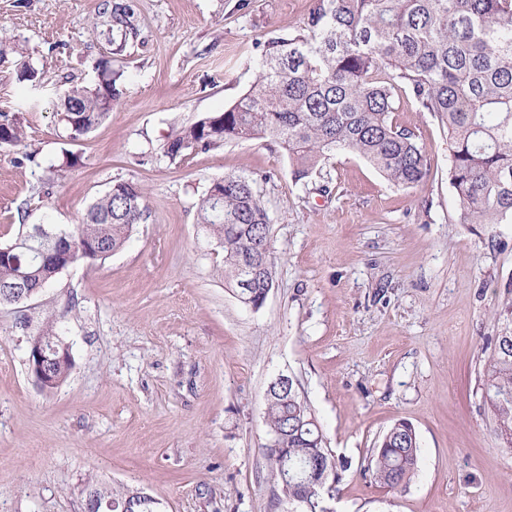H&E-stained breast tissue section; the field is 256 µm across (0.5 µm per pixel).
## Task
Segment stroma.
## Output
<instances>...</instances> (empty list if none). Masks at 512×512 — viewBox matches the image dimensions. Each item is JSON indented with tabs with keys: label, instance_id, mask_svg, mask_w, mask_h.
<instances>
[{
	"label": "stroma",
	"instance_id": "1",
	"mask_svg": "<svg viewBox=\"0 0 512 512\" xmlns=\"http://www.w3.org/2000/svg\"><path fill=\"white\" fill-rule=\"evenodd\" d=\"M101 2L0 0V29L46 73L30 84L0 63V114L26 130L0 148V243L24 223L76 228L118 182L149 208L105 261L0 305V512H84L90 481L143 492L159 512H292L263 456L265 393L281 375L348 466L331 512H512V451L482 390L497 309L512 300V221L461 223L447 131L400 92L394 118L429 162L409 188L351 152L297 184L263 139L169 159L174 128L238 100L259 42L300 28L311 0H139V36L118 56L93 27ZM107 58L125 72L120 95L71 140L60 101ZM230 174L253 179L272 220L274 281L257 309L225 283L223 251L196 222L199 198ZM51 313L73 368L43 391L27 357ZM400 421L419 458L396 493L361 465Z\"/></svg>",
	"mask_w": 512,
	"mask_h": 512
}]
</instances>
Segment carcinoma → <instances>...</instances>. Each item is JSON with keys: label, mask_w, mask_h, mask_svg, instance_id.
I'll return each instance as SVG.
<instances>
[{"label": "carcinoma", "mask_w": 512, "mask_h": 512, "mask_svg": "<svg viewBox=\"0 0 512 512\" xmlns=\"http://www.w3.org/2000/svg\"><path fill=\"white\" fill-rule=\"evenodd\" d=\"M138 0H102L97 25L122 50L139 35ZM20 56L18 79L35 81L43 71L27 50L0 35V61ZM90 86L72 87L61 103L60 122L72 140L89 133L110 112L124 72L99 62ZM411 92L419 111L433 114L448 133L449 181L464 224H500L512 219V0H311L301 30L263 42L258 75L230 108L176 129L165 155L175 160L232 140L263 138L287 150L294 180L307 183L340 152H352L396 186L427 176L424 146L414 132L394 122L396 95ZM26 138L21 119L0 122V147ZM142 189L119 182L89 207L73 246L31 234L27 226L4 246L0 289L20 271L48 285L56 267L41 252L71 251L72 262L104 260L121 249L134 226L146 222ZM198 223L224 250V278L240 281L239 255L255 243L270 246L271 218L254 181L226 175L211 183L197 204ZM504 327L483 366V395L493 433L512 449V304H502ZM270 442L287 449L281 462L267 456L281 496L302 512H321L323 493L308 492L311 474L336 463L308 402L296 386L265 397ZM418 441L404 423L392 426L373 449L363 473L391 491L415 475Z\"/></svg>", "instance_id": "carcinoma-1"}]
</instances>
